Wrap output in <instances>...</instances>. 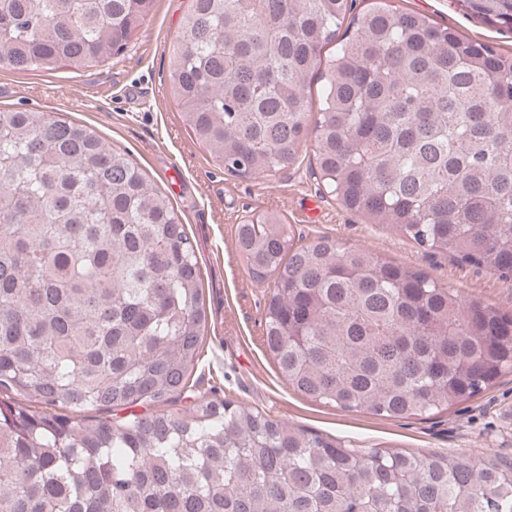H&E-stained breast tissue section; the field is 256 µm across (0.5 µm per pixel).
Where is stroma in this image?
Returning a JSON list of instances; mask_svg holds the SVG:
<instances>
[{
    "mask_svg": "<svg viewBox=\"0 0 512 512\" xmlns=\"http://www.w3.org/2000/svg\"><path fill=\"white\" fill-rule=\"evenodd\" d=\"M464 36L512 51V30L498 29L457 0H393ZM189 0H155L153 12L111 61L75 71L62 66L17 72L0 66V109L59 113L128 153L151 183L169 193L198 254L206 324L190 389L157 404L180 415L196 395L228 399L295 427L335 436L351 448L391 446L411 452L497 454L512 459V373L470 400L429 417L381 419L314 402L280 376L264 346L270 284L255 283L235 250L237 224L278 213L295 238L326 236L340 248L425 272L465 301L512 314V284L447 253L427 251L365 224L329 194L311 171L315 140L303 139L293 166L272 176L226 173L200 144L173 102L169 61Z\"/></svg>",
    "mask_w": 512,
    "mask_h": 512,
    "instance_id": "35a3bbf8",
    "label": "stroma"
}]
</instances>
